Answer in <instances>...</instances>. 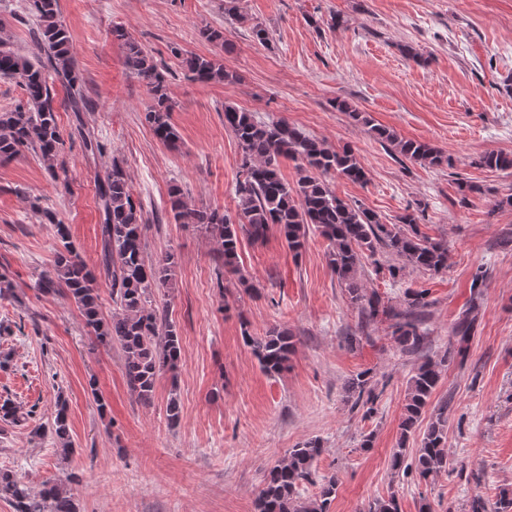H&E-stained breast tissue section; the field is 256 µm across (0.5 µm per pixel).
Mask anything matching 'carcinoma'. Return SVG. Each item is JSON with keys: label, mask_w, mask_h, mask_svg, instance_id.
<instances>
[{"label": "carcinoma", "mask_w": 512, "mask_h": 512, "mask_svg": "<svg viewBox=\"0 0 512 512\" xmlns=\"http://www.w3.org/2000/svg\"><path fill=\"white\" fill-rule=\"evenodd\" d=\"M26 8L38 20L40 53L30 58L21 56L10 47L8 38L0 37V76L15 80L26 94L25 104L0 112V164L28 151L43 160L52 179L66 186L70 179L68 170L54 165L65 140L58 124L51 82L57 79L66 82L72 111H83L84 98L74 69L72 41L58 19V0H26ZM112 35L123 43L126 66L145 84L152 97L145 121L164 146L179 149L180 136L171 122L173 105L158 65L124 29L116 28ZM182 63L193 79L203 83H231L237 79L235 73L224 69L216 59L204 55L190 53ZM336 108L369 127L370 132L403 157L428 167H453L452 158L433 144L404 139L386 127L373 125L345 101L337 102ZM224 126L237 139L242 150V168L246 169L245 179L236 185V216L190 207L181 199L179 189L172 191L174 220L191 224L214 239L224 270H239L241 238L262 241L273 228L290 250L300 254L312 224L328 242L327 262L346 288L351 302L373 316L379 299L366 296L357 279L363 255L373 258L378 267L381 263L375 256L385 250L425 273L448 268V245L423 235L415 215L403 214L396 223L387 224L374 211L353 205L331 190L325 180L331 174L357 183L367 179L365 167L351 147H329L286 122H258L251 113L232 105L224 106ZM284 159L297 163L298 180L293 186L280 175V163ZM478 165L509 170L512 156L486 152L480 156ZM97 192L104 215L100 224V271L110 282L112 302L118 311L108 319L101 317L95 272L74 252L67 226L56 221L48 210L45 215L55 222L62 250L57 252L53 269L40 277L37 288L44 294L66 291L80 309L94 341L103 346L120 345L128 389L139 401L148 404L157 378L164 373L177 378L180 366L181 342L176 325L168 318L167 310L148 306L152 289L161 288L172 279L177 257L167 251L150 264L145 261V224L132 198L125 170L118 163H113L98 179ZM484 281L485 271L479 267L472 275L471 303L458 314L453 325L455 343L438 360L424 357L409 379L399 441L391 457L395 471L413 472L425 480L448 469L449 401H442L434 410L420 448L410 457L406 444L415 434L441 379L442 366L457 357H465L478 321ZM425 296L426 291H416L406 309L387 311L391 336L408 353H419L426 345L427 336L421 329L422 309L427 306ZM244 339L268 375H278L288 368L295 346L290 332L275 328L263 337L246 333ZM346 391L353 399L352 408L362 406L367 415L373 412L372 404L378 395L371 387L369 372H360L349 379ZM0 420L19 423L26 417L5 400L0 404ZM50 436L60 455L66 457L73 451L68 407L62 398L57 400ZM321 454L322 446L317 439L291 449L288 460L272 467L266 475L256 499V512H329L336 496L335 478L325 479L313 499L299 493V487L312 480L314 463ZM72 482L73 476L64 473L43 482L34 492L16 474L0 469V497L9 503L12 512H77L69 489ZM468 512H512V489H501L491 507L483 497L473 496Z\"/></svg>", "instance_id": "1"}]
</instances>
